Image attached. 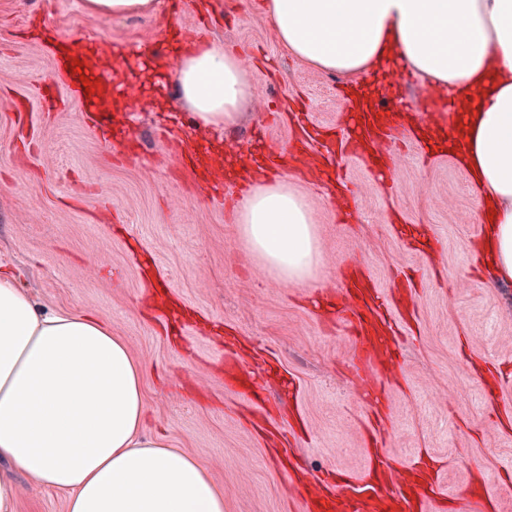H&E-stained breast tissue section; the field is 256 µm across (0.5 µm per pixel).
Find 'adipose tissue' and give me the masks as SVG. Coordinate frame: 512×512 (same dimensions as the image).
<instances>
[{
    "label": "adipose tissue",
    "mask_w": 512,
    "mask_h": 512,
    "mask_svg": "<svg viewBox=\"0 0 512 512\" xmlns=\"http://www.w3.org/2000/svg\"><path fill=\"white\" fill-rule=\"evenodd\" d=\"M288 52L351 85L397 66L435 83L462 124L448 129L487 216L477 261L512 283V0H262ZM196 127L221 139L247 94L223 46L181 49L174 68ZM241 240L279 280L312 283L310 205L287 177L259 178L237 206ZM143 367L109 325L41 311L0 269V512L17 473L65 494L68 512H224L190 455L145 434Z\"/></svg>",
    "instance_id": "1"
}]
</instances>
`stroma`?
<instances>
[{
  "mask_svg": "<svg viewBox=\"0 0 512 512\" xmlns=\"http://www.w3.org/2000/svg\"><path fill=\"white\" fill-rule=\"evenodd\" d=\"M152 14L102 18L82 0H0V266L13 269L38 307L89 313L109 323L142 363L147 434L197 459L224 495V512H300V504L251 423L256 408L224 385V351L265 382V364L294 378L277 424L293 413L288 446L307 475L360 472L370 464L366 424L387 462L418 451L441 462L432 512H468L470 493L512 512V285L472 270L483 234L478 196L451 155L411 139L416 111L438 89L412 76L405 98L394 69L377 83L395 137L382 144L390 179L380 183L350 155L331 171L343 190L293 176L318 227L320 286L335 296L351 275L383 295L411 288L410 318L392 307L399 333L380 370L376 400L350 374L357 338L342 309L311 303L310 289L274 278L244 250L233 222L234 183L206 195L200 169L251 156L255 142L290 156L294 114L340 126L346 80L282 48L259 0H158ZM204 34L237 56L249 93L237 123L187 169L169 145L208 144L190 106L145 62L171 64L169 31ZM89 40L111 71L113 44L132 45L120 70L125 96L112 130L97 129L54 65L58 44ZM423 230L413 243L404 226ZM16 512H67L63 495L18 478Z\"/></svg>",
  "mask_w": 512,
  "mask_h": 512,
  "instance_id": "35a3bbf8",
  "label": "stroma"
}]
</instances>
